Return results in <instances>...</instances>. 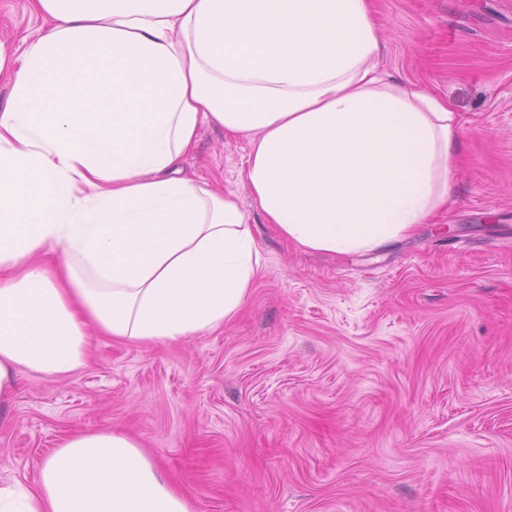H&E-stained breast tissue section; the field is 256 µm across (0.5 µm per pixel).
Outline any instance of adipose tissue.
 I'll use <instances>...</instances> for the list:
<instances>
[{
	"mask_svg": "<svg viewBox=\"0 0 512 512\" xmlns=\"http://www.w3.org/2000/svg\"><path fill=\"white\" fill-rule=\"evenodd\" d=\"M0 49V408L19 369L67 375L92 335L223 327L263 270L233 194L182 168L209 124L250 142L245 179L288 244L366 254L447 205L460 117L378 70L371 0H28ZM0 512H191L125 432L63 439ZM49 22L46 17L31 15L27 0H0V45L14 53L25 35L48 26Z\"/></svg>",
	"mask_w": 512,
	"mask_h": 512,
	"instance_id": "adipose-tissue-1",
	"label": "adipose tissue"
}]
</instances>
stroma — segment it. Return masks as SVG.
<instances>
[{
  "mask_svg": "<svg viewBox=\"0 0 512 512\" xmlns=\"http://www.w3.org/2000/svg\"><path fill=\"white\" fill-rule=\"evenodd\" d=\"M378 65L446 97L464 163L434 224L375 252L288 247L245 186L248 141L205 125L183 161L249 214L263 271L223 329L90 339L18 375L0 476L35 486L61 438L131 434L192 512H512V0H373ZM0 0V45L48 26Z\"/></svg>",
  "mask_w": 512,
  "mask_h": 512,
  "instance_id": "1",
  "label": "stroma"
}]
</instances>
